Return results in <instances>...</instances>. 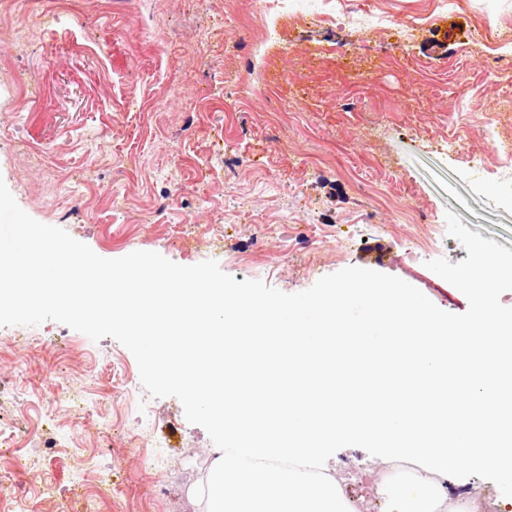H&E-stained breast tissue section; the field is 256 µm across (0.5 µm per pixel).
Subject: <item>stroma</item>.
<instances>
[{
    "mask_svg": "<svg viewBox=\"0 0 512 512\" xmlns=\"http://www.w3.org/2000/svg\"><path fill=\"white\" fill-rule=\"evenodd\" d=\"M389 16L347 25L270 17L251 33L253 0H17L0 20V179L35 220L97 255L153 251L181 265L216 260L236 281L287 294L356 266L401 278L440 309L468 300L426 266L468 253L428 227L453 212L512 250V207L492 177L448 156V133L494 166L482 134L512 58V0H358ZM238 25H224L225 15ZM503 37L485 39L484 31ZM404 50H396V43ZM473 87L453 112L458 84ZM209 182V203L192 190ZM181 197L169 199L173 185ZM83 402L75 415L41 387L46 372ZM0 492L10 512H77L69 452L99 457L112 485L101 512H201L194 478L215 446L180 401L141 386L131 352L48 320L0 327ZM54 440L56 448L45 445ZM165 456L164 478L147 468ZM342 490L374 483L385 459L346 447L325 464Z\"/></svg>",
    "mask_w": 512,
    "mask_h": 512,
    "instance_id": "1",
    "label": "stroma"
}]
</instances>
